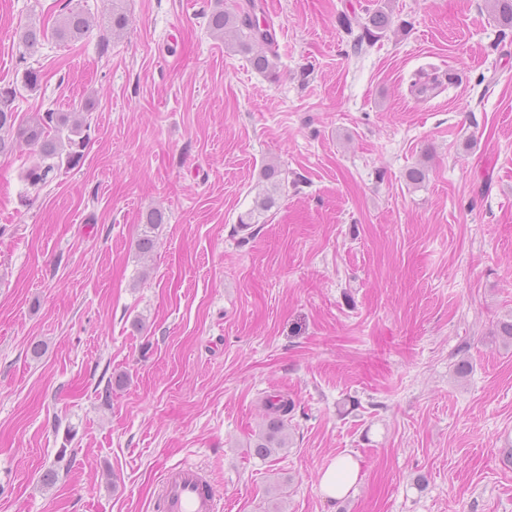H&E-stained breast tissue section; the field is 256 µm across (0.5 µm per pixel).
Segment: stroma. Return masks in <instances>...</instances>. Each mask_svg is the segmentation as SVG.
<instances>
[{"mask_svg": "<svg viewBox=\"0 0 512 512\" xmlns=\"http://www.w3.org/2000/svg\"><path fill=\"white\" fill-rule=\"evenodd\" d=\"M255 2L284 32L272 77L203 0H125L117 38L112 0H69L89 31L24 62L17 30L58 0H0L19 121L91 104L42 190L28 147L0 156V512H153L180 463L224 512H512V27L485 0H389L358 52L382 0ZM435 69L460 80L412 96ZM270 163L287 181L239 229ZM277 392L291 443L263 460ZM344 455L359 481L332 501ZM390 16V13L383 7H379L371 13L362 26V32L355 39L354 47L357 50H362L364 46L371 47L384 37L391 26ZM359 479V465L352 457L335 459L321 474L322 492L331 499L346 497Z\"/></svg>", "mask_w": 512, "mask_h": 512, "instance_id": "stroma-1", "label": "stroma"}]
</instances>
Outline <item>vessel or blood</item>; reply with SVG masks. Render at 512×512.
Wrapping results in <instances>:
<instances>
[{
	"mask_svg": "<svg viewBox=\"0 0 512 512\" xmlns=\"http://www.w3.org/2000/svg\"><path fill=\"white\" fill-rule=\"evenodd\" d=\"M156 512H222L223 505L202 469L183 464L162 475L155 502Z\"/></svg>",
	"mask_w": 512,
	"mask_h": 512,
	"instance_id": "1",
	"label": "vessel or blood"
}]
</instances>
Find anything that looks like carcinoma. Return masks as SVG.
I'll return each instance as SVG.
<instances>
[{"label": "carcinoma", "mask_w": 512, "mask_h": 512, "mask_svg": "<svg viewBox=\"0 0 512 512\" xmlns=\"http://www.w3.org/2000/svg\"><path fill=\"white\" fill-rule=\"evenodd\" d=\"M121 2L122 0H112L110 27L114 37L120 36L127 24ZM491 4L499 23L512 26V0H491ZM206 18L207 27L214 38L227 45L236 42L241 50L252 53L250 62L254 69L261 72L274 69V36L271 26L260 28L254 0H246V5L239 4L233 11L216 7L206 13ZM390 26V13L382 7L377 8L362 26V32L355 39L354 47L361 50L365 46H372L386 35ZM89 29L90 20L83 12L64 7L51 28L34 24L23 28L19 33V43L25 50L30 51L49 37L59 41H76ZM254 43L262 46L255 53L252 52ZM14 93L15 90L10 86L0 87V153L12 151L21 143L31 147L37 160L21 172V177L30 187L39 190L53 181L63 164H69L80 157L86 142V136L82 132L87 124L79 112L49 110L22 125L18 123V114L13 106ZM262 179L265 186L258 193L253 207L240 216L241 226L260 223L265 213L276 204L275 195L282 185L281 171L278 167L269 165L263 170ZM160 223L161 211H150L146 217L142 238L138 241V248L142 253L149 254L153 251L151 230ZM265 405L269 420L254 442V452L262 459L288 447V414L294 409L293 402L283 394L267 396Z\"/></svg>", "instance_id": "obj_1"}]
</instances>
